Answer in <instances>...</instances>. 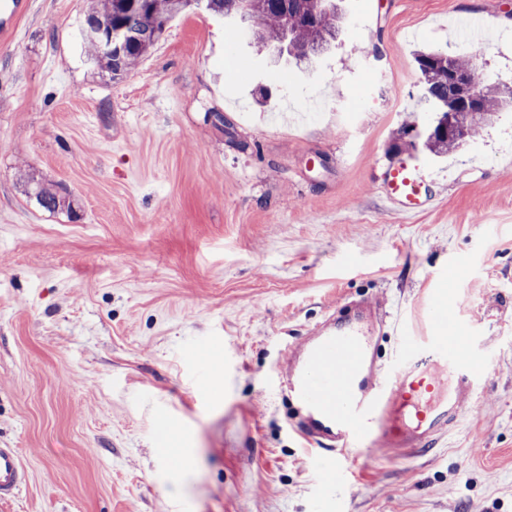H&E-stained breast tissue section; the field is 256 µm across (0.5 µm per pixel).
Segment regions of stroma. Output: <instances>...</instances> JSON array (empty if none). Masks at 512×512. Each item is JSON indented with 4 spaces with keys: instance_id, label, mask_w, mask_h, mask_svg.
<instances>
[{
    "instance_id": "1",
    "label": "stroma",
    "mask_w": 512,
    "mask_h": 512,
    "mask_svg": "<svg viewBox=\"0 0 512 512\" xmlns=\"http://www.w3.org/2000/svg\"><path fill=\"white\" fill-rule=\"evenodd\" d=\"M92 3L32 0L0 37V448L28 476L0 512H512V109L420 154L431 210L376 188L425 114L415 50L460 54L472 19L478 66L512 81V0H343L308 62L201 7L114 80L85 47ZM436 297L494 358L473 410L428 453L324 483L280 384L289 344L362 299L388 365Z\"/></svg>"
}]
</instances>
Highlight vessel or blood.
Wrapping results in <instances>:
<instances>
[{
	"mask_svg": "<svg viewBox=\"0 0 512 512\" xmlns=\"http://www.w3.org/2000/svg\"><path fill=\"white\" fill-rule=\"evenodd\" d=\"M380 184L385 199L405 215L424 212L436 198L417 160L387 167ZM447 321V335L408 337L402 358L384 370L375 359L367 313L326 323L290 354L288 390L308 412L294 430L315 446L325 482L347 480L346 463L355 454L435 447L474 407L491 361L462 355L460 326ZM26 483L16 449L0 448V503L17 498Z\"/></svg>",
	"mask_w": 512,
	"mask_h": 512,
	"instance_id": "b4317fda",
	"label": "vessel or blood"
}]
</instances>
